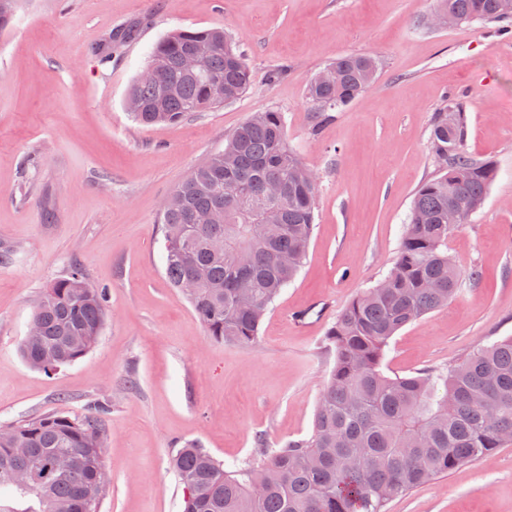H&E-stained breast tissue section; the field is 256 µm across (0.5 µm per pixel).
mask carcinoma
<instances>
[{
  "mask_svg": "<svg viewBox=\"0 0 512 512\" xmlns=\"http://www.w3.org/2000/svg\"><path fill=\"white\" fill-rule=\"evenodd\" d=\"M435 11L456 25L478 21L512 28V0H437ZM207 48L194 73L183 57ZM151 81L137 80L129 96L145 126L175 124L195 112L233 103L250 87L251 70L222 29L180 30L153 49ZM336 81L311 79L307 97L323 118L363 96L374 84L372 55L348 54L327 64ZM463 96L451 95L434 112L430 150L436 175L418 189L393 267L337 317L325 342L335 364L320 396L309 435L269 450L255 467L224 466L187 442L169 463L186 489L184 512H387L395 498L462 463L484 457L512 439V336L479 347L460 362L414 376L383 370L390 339L404 326L448 305L464 279L448 255L454 198L477 212L498 169L465 150ZM303 162L286 142L283 113L260 112L230 135L180 183L161 211L165 271L181 288L195 272L203 277L187 295L207 335L249 347L259 325L298 274L314 231L317 186L300 176ZM287 195L266 223L270 186ZM106 313L103 290L75 265L42 293L24 339L26 364L46 375L83 358L97 343ZM97 406L81 418L53 414L0 432V512H98L88 490L105 471L102 415ZM16 448H27L20 455ZM71 469L51 474L46 488L21 491L14 474L44 470L59 455Z\"/></svg>",
  "mask_w": 512,
  "mask_h": 512,
  "instance_id": "carcinoma-1",
  "label": "carcinoma"
}]
</instances>
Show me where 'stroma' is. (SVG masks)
I'll return each instance as SVG.
<instances>
[{"mask_svg":"<svg viewBox=\"0 0 512 512\" xmlns=\"http://www.w3.org/2000/svg\"><path fill=\"white\" fill-rule=\"evenodd\" d=\"M435 0H20L0 30V428L103 405L108 491L99 512H183L168 465L191 441L234 467L306 436L333 358L327 328L392 268L422 182L437 172L431 118L467 103L468 151L494 160L485 204L448 237L459 295L402 328L385 371L445 368L512 336V33L428 29ZM143 20L139 36L113 31ZM220 28L253 71L233 103L174 125L131 118L128 90L153 46ZM346 54L380 69L360 98L316 118L311 78ZM287 66L278 82L272 69ZM283 113L318 186L297 277L250 347L207 336L165 275L161 206L255 113ZM79 265L106 291L95 347L53 375L20 345L44 289ZM387 512H512V442L397 497Z\"/></svg>","mask_w":512,"mask_h":512,"instance_id":"1","label":"stroma"}]
</instances>
